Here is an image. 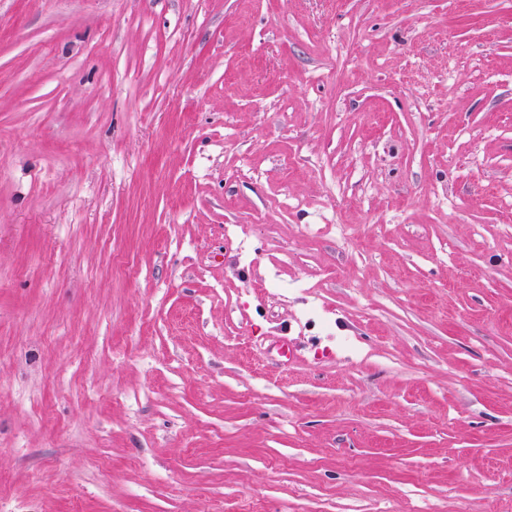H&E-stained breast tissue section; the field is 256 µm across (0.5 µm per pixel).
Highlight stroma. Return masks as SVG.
Returning <instances> with one entry per match:
<instances>
[{
    "label": "stroma",
    "instance_id": "1",
    "mask_svg": "<svg viewBox=\"0 0 512 512\" xmlns=\"http://www.w3.org/2000/svg\"><path fill=\"white\" fill-rule=\"evenodd\" d=\"M0 512H512V0H0Z\"/></svg>",
    "mask_w": 512,
    "mask_h": 512
}]
</instances>
